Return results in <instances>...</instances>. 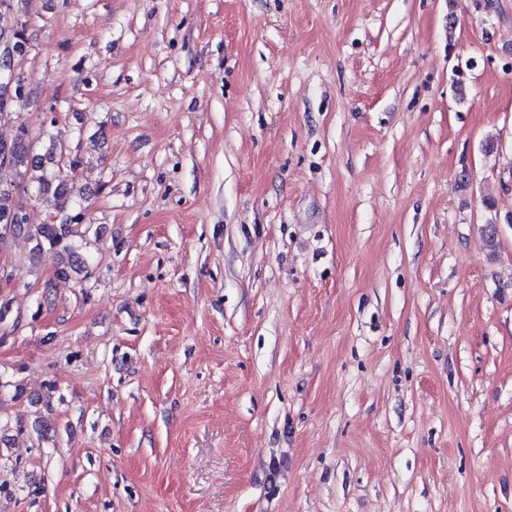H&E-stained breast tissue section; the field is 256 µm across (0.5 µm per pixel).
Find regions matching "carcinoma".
Returning a JSON list of instances; mask_svg holds the SVG:
<instances>
[{
  "label": "carcinoma",
  "instance_id": "carcinoma-1",
  "mask_svg": "<svg viewBox=\"0 0 512 512\" xmlns=\"http://www.w3.org/2000/svg\"><path fill=\"white\" fill-rule=\"evenodd\" d=\"M27 0H0V6L15 10L19 26L10 31L17 55L27 51ZM24 78L16 76L13 94H8L7 83L0 80V111L27 104ZM0 248L13 237L24 234L33 243V251L44 249L55 252L58 264L55 275L68 278L73 273L88 271V260L81 252L82 243L90 235L98 234L93 225L82 223L81 213H71L70 207L83 192L76 189L75 177L81 160L55 142H50L44 154L37 153L36 139L26 125L18 127L9 141H0ZM33 191L38 198L52 197L58 214L45 224H30L23 196ZM36 446L41 448L51 438L54 427L49 420L35 422Z\"/></svg>",
  "mask_w": 512,
  "mask_h": 512
}]
</instances>
